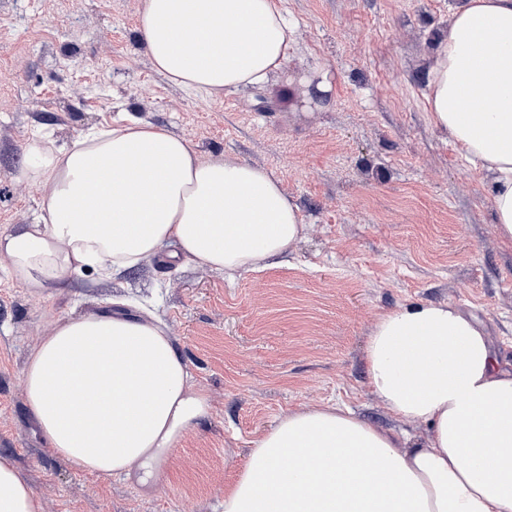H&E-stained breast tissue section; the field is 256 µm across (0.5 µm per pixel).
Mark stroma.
<instances>
[{"label": "stroma", "instance_id": "stroma-1", "mask_svg": "<svg viewBox=\"0 0 512 512\" xmlns=\"http://www.w3.org/2000/svg\"><path fill=\"white\" fill-rule=\"evenodd\" d=\"M456 0H284L287 65L263 87L207 95L156 73L138 35L142 0H0V231L32 223L29 144L69 145L132 115L202 157L265 168L306 231L281 262L228 278L168 258L109 282L90 272L34 296L0 256V452L44 512H222L254 441L283 414L326 402L401 424L371 392L363 355L376 316L448 303L473 316L512 369V244L487 179L429 120L427 73ZM330 81L313 98L311 87ZM152 310L168 326L207 420L151 493L74 471L25 405L22 372L61 318Z\"/></svg>", "mask_w": 512, "mask_h": 512}]
</instances>
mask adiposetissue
Here are the masks:
<instances>
[{
    "label": "adipose tissue",
    "instance_id": "ef3b65f1",
    "mask_svg": "<svg viewBox=\"0 0 512 512\" xmlns=\"http://www.w3.org/2000/svg\"><path fill=\"white\" fill-rule=\"evenodd\" d=\"M139 37L156 72L193 92L268 82L288 62L283 0H143ZM431 123L489 181L512 241V0H461L429 71ZM22 177L34 223L0 231L11 277L42 295L70 276L140 268L164 244L226 275L271 265L302 236L298 206L267 170L201 157L166 126L125 117L70 146L39 137ZM371 391L425 437L384 429L342 403L282 415L250 448L224 512H512V370L479 325L449 304L378 315ZM26 406L73 468L151 492L184 436L209 415L155 315L57 320L23 370ZM0 512H44L0 453Z\"/></svg>",
    "mask_w": 512,
    "mask_h": 512
}]
</instances>
